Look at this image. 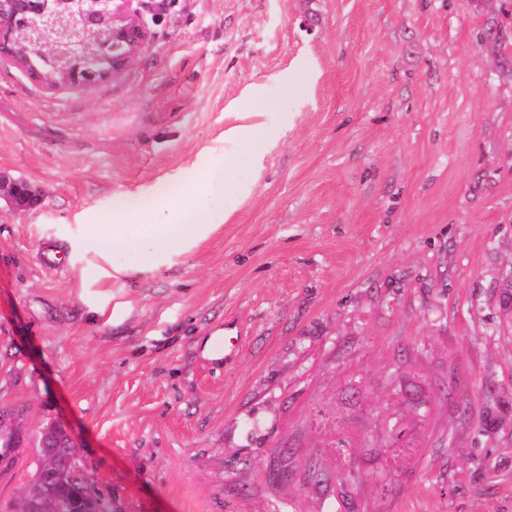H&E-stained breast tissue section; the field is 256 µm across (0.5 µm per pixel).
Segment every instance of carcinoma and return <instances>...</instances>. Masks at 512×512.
<instances>
[{
  "instance_id": "cac0c4a2",
  "label": "carcinoma",
  "mask_w": 512,
  "mask_h": 512,
  "mask_svg": "<svg viewBox=\"0 0 512 512\" xmlns=\"http://www.w3.org/2000/svg\"><path fill=\"white\" fill-rule=\"evenodd\" d=\"M68 442L61 431L41 435L34 476L20 489L14 512H112L100 492H84Z\"/></svg>"
}]
</instances>
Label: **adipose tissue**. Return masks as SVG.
Masks as SVG:
<instances>
[{"label": "adipose tissue", "mask_w": 512, "mask_h": 512, "mask_svg": "<svg viewBox=\"0 0 512 512\" xmlns=\"http://www.w3.org/2000/svg\"><path fill=\"white\" fill-rule=\"evenodd\" d=\"M227 136L236 144V152L225 155L223 162L206 166L202 180L178 199H164L167 222L142 225L135 237L125 234L117 224L108 233L99 225H90L89 235L98 254L106 257L116 250L125 251L131 254L139 270L151 271L156 269L161 254L185 252L206 239L223 221L222 216L204 204L206 190L227 185L237 196L249 195L251 182H232L228 176L234 169L255 167L275 138L274 132L262 123L230 128Z\"/></svg>", "instance_id": "1"}]
</instances>
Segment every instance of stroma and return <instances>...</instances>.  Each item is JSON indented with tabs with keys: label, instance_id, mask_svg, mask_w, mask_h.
I'll list each match as a JSON object with an SVG mask.
<instances>
[{
	"label": "stroma",
	"instance_id": "1",
	"mask_svg": "<svg viewBox=\"0 0 512 512\" xmlns=\"http://www.w3.org/2000/svg\"><path fill=\"white\" fill-rule=\"evenodd\" d=\"M138 7L148 43L93 87L0 60V171L39 192L0 203V512L49 422L112 512H512V0ZM255 96L251 194L113 273L89 225L163 222L155 186L234 151Z\"/></svg>",
	"mask_w": 512,
	"mask_h": 512
}]
</instances>
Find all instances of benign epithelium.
Returning a JSON list of instances; mask_svg holds the SVG:
<instances>
[{
    "label": "benign epithelium",
    "instance_id": "obj_1",
    "mask_svg": "<svg viewBox=\"0 0 512 512\" xmlns=\"http://www.w3.org/2000/svg\"><path fill=\"white\" fill-rule=\"evenodd\" d=\"M136 0H0V58L49 86L83 89L129 67L150 33ZM51 36L46 73L26 54L23 42ZM17 206L37 200L33 187L0 173V198Z\"/></svg>",
    "mask_w": 512,
    "mask_h": 512
}]
</instances>
